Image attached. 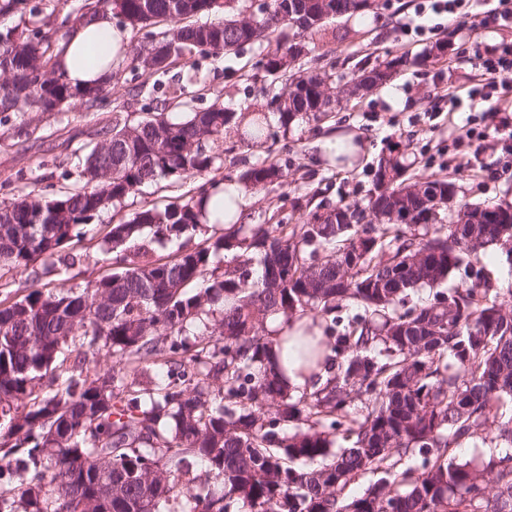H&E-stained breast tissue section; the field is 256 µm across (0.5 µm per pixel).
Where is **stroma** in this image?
<instances>
[{
    "mask_svg": "<svg viewBox=\"0 0 512 512\" xmlns=\"http://www.w3.org/2000/svg\"><path fill=\"white\" fill-rule=\"evenodd\" d=\"M376 9L361 16L329 21L337 39L308 44L297 61L301 71L328 76L331 110L318 118H303L281 131L277 115L268 123L274 139L251 141L230 128L211 146L215 157L208 172L169 182L166 187H143L141 193L104 210L88 225L81 242L69 253L81 261L67 275H59L57 259L38 262L34 270L0 272V301L22 295L31 281L52 288H81L103 275L104 237L110 225L129 219L144 207L198 196L213 183L237 180L248 167L272 159L282 178L279 183L251 190L247 221H254L278 195H286L285 223H306L310 214L339 204L366 206L374 188L379 158L401 157L408 175L417 181L456 176L458 198L467 202H512V140L487 134L483 115L489 104L467 100L466 91L480 75L478 55L485 46L512 42V30L495 31L460 22L447 14L426 9V0H377ZM447 43L444 56L434 54ZM259 46H244L231 57L195 54L190 62L163 76L168 93L153 91V78L125 59L106 85V105L88 112L77 105L55 114L27 108L10 113L9 126L36 127L37 138L27 151H19L0 135V200L33 187L61 185L77 178L84 155L77 146L96 141V132L121 114L138 120L146 113L167 108L173 117L201 112L213 103L250 115L265 109L270 83L264 72L244 77ZM397 59L401 65L386 84L368 91L356 89L362 70ZM463 96L460 110H452L449 94ZM361 134L362 155L353 166L339 170L323 156L319 144L330 129Z\"/></svg>",
    "mask_w": 512,
    "mask_h": 512,
    "instance_id": "35a3bbf8",
    "label": "stroma"
}]
</instances>
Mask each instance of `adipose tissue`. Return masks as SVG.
<instances>
[{
  "mask_svg": "<svg viewBox=\"0 0 512 512\" xmlns=\"http://www.w3.org/2000/svg\"><path fill=\"white\" fill-rule=\"evenodd\" d=\"M129 39L128 29L113 26L111 14H96L76 24L63 41L59 66L73 87L83 89L107 84L114 69L125 58ZM223 198L230 202L227 223L236 224L243 220L250 197L241 184L226 182L214 186L209 204L202 209V223H215L213 203ZM310 323L307 316L286 323L278 318L272 322L275 347L288 352V383L293 387L301 388L308 382L309 373L304 366L310 336L305 329Z\"/></svg>",
  "mask_w": 512,
  "mask_h": 512,
  "instance_id": "obj_1",
  "label": "adipose tissue"
}]
</instances>
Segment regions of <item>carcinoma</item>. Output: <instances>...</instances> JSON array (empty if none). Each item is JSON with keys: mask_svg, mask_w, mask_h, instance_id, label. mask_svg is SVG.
<instances>
[{"mask_svg": "<svg viewBox=\"0 0 512 512\" xmlns=\"http://www.w3.org/2000/svg\"><path fill=\"white\" fill-rule=\"evenodd\" d=\"M219 0H80L61 18L31 29L30 0H0V113L27 106L89 110L103 87L79 90L58 69L67 32L98 12L130 25L164 22L160 42L183 53L136 60L163 73L199 52H231L271 38L258 64L286 78L267 108L288 128L329 112L326 82L288 74V57L328 36L327 20L370 10L359 0H270L248 25L234 14L210 25L194 15ZM237 124L214 106L181 122L163 111L135 125L119 117L86 153L79 180L49 194L0 201V268L27 270L81 240L82 229L151 182L207 172L209 144ZM243 136L273 137L254 115ZM402 160L380 159L373 214L397 224H363L342 204L305 224L264 221L209 229L201 198L136 211L106 239L108 271L86 287L44 289L0 303V512H512V455L480 468L456 459L462 443L485 440L489 421L512 400V309L470 265L463 284L432 302L415 291L450 277L463 257L501 251L512 260V204L465 203L474 224H443L449 179L411 182ZM282 177L274 164L239 175L247 188ZM195 245H189L194 238ZM178 244L165 257L156 247ZM358 304L368 316L338 328L336 310ZM321 318L331 354L317 361L311 387L293 394L271 360L270 315ZM112 351V370L90 356ZM163 377L142 374L157 365ZM363 404L362 415L350 412ZM347 446L330 451L335 437ZM420 456L418 465L409 459ZM321 460L317 467L308 463ZM378 479L359 497L346 487L366 472Z\"/></svg>", "mask_w": 512, "mask_h": 512, "instance_id": "obj_1", "label": "carcinoma"}]
</instances>
